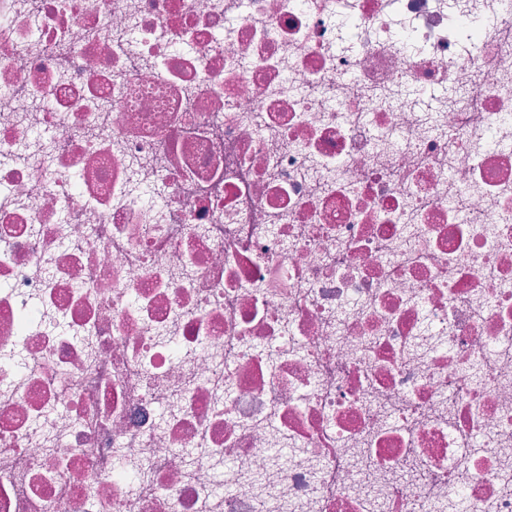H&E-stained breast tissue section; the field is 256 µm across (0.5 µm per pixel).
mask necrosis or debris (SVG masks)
I'll list each match as a JSON object with an SVG mask.
<instances>
[{
  "instance_id": "necrosis-or-debris-1",
  "label": "necrosis or debris",
  "mask_w": 512,
  "mask_h": 512,
  "mask_svg": "<svg viewBox=\"0 0 512 512\" xmlns=\"http://www.w3.org/2000/svg\"><path fill=\"white\" fill-rule=\"evenodd\" d=\"M0 512H512V0H0Z\"/></svg>"
}]
</instances>
